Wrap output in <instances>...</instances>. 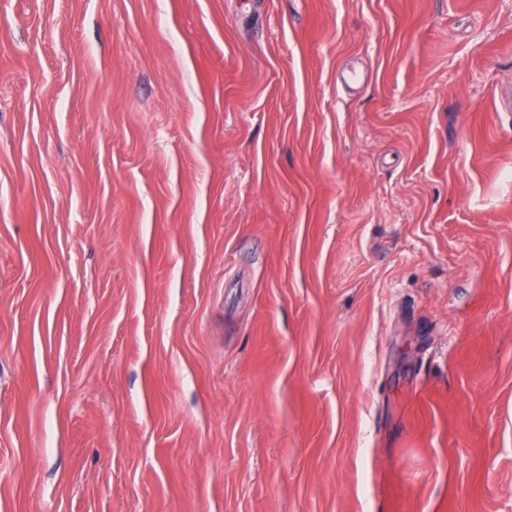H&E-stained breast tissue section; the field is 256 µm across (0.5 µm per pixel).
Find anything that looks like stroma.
Masks as SVG:
<instances>
[{"label":"stroma","mask_w":512,"mask_h":512,"mask_svg":"<svg viewBox=\"0 0 512 512\" xmlns=\"http://www.w3.org/2000/svg\"><path fill=\"white\" fill-rule=\"evenodd\" d=\"M0 512H512V0H0Z\"/></svg>","instance_id":"obj_1"}]
</instances>
